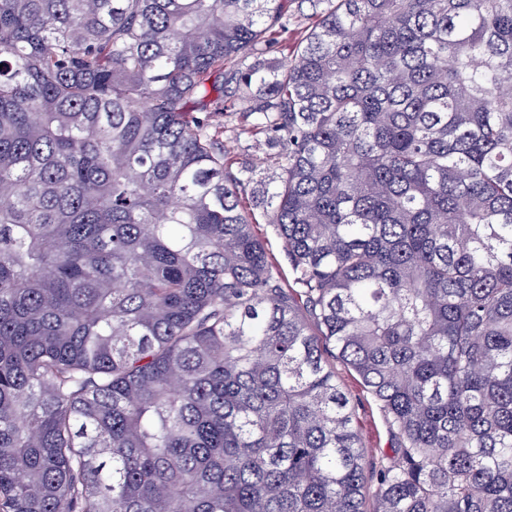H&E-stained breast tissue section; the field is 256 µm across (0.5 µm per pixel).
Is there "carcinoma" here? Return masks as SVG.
<instances>
[{
	"instance_id": "1",
	"label": "carcinoma",
	"mask_w": 512,
	"mask_h": 512,
	"mask_svg": "<svg viewBox=\"0 0 512 512\" xmlns=\"http://www.w3.org/2000/svg\"><path fill=\"white\" fill-rule=\"evenodd\" d=\"M328 344L372 512H512V0H0V512H364ZM214 119L224 127L220 129V139L228 157L235 158L245 150L251 161L259 166L261 173L273 175L277 171L273 151L262 140L247 133V125L240 112H224L217 114ZM253 217L254 232L257 237L264 243L268 259L273 269L279 274L284 285L288 286L292 282L291 273L288 263L284 258L281 243L276 237L270 224H266V218L262 208L248 206ZM330 365L336 371V380L343 387L351 400L355 419L361 430L365 448V477L367 483V499L365 509L371 510V494L373 475L382 465H386L394 456V434L390 424L379 409L378 404L361 384L359 377L340 359L334 357V351L326 354ZM369 495V496H368Z\"/></svg>"
}]
</instances>
